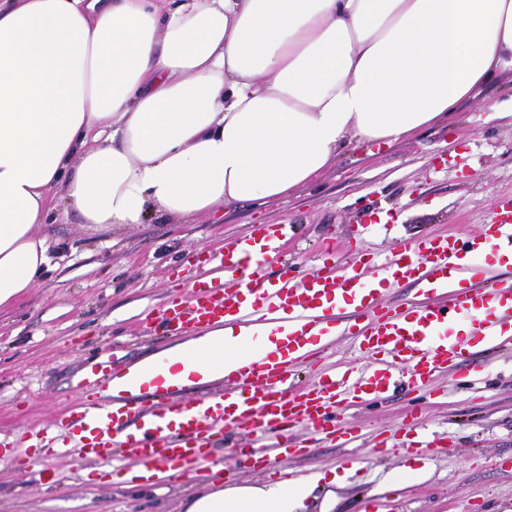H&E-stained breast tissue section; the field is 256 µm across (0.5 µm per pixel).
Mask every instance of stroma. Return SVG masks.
<instances>
[{"label":"stroma","mask_w":512,"mask_h":512,"mask_svg":"<svg viewBox=\"0 0 512 512\" xmlns=\"http://www.w3.org/2000/svg\"><path fill=\"white\" fill-rule=\"evenodd\" d=\"M512 195V72L499 74L476 97L461 101L456 118L410 139L366 152H345L312 184L263 207L225 204L191 224L154 215L141 224L91 229L75 211L56 202L41 228L52 270L14 303L0 307V432L36 428L52 438L57 420L82 403L75 375L96 350L113 348L124 361H141L172 346L151 339L140 318L168 299L190 295L187 272L224 247L227 238L255 224H288L293 239L288 263L301 271L328 265L333 271L367 253L386 252L404 241L452 233L464 236L489 223L498 202ZM391 218L387 229L367 224L375 212ZM336 246L330 259L316 252ZM367 357L348 335L337 334L320 362L297 369L301 381L324 371L357 377ZM485 370L464 383L443 372L434 396L408 390L373 405L345 407L340 416L358 431L339 447L323 441L305 458L273 461L253 471L240 432L224 436L225 469L241 485H261L273 475L312 477L349 470L339 485L321 484L303 512H363L374 498H388L392 512H512V348L485 359ZM429 429L449 438L452 452L418 459L373 450L379 433L392 441ZM41 461L61 473L47 487L25 463ZM74 456L53 449L17 448L0 464V512H185L195 492L189 485L133 489L74 477ZM425 468L419 480L408 469Z\"/></svg>","instance_id":"1"}]
</instances>
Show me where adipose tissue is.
Here are the masks:
<instances>
[{"label":"adipose tissue","instance_id":"obj_1","mask_svg":"<svg viewBox=\"0 0 512 512\" xmlns=\"http://www.w3.org/2000/svg\"><path fill=\"white\" fill-rule=\"evenodd\" d=\"M508 69L512 0H0V306L51 268L53 190L91 226L189 224L446 121ZM307 492L205 487L186 512Z\"/></svg>","mask_w":512,"mask_h":512}]
</instances>
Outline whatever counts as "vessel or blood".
Segmentation results:
<instances>
[{
	"instance_id": "obj_1",
	"label": "vessel or blood",
	"mask_w": 512,
	"mask_h": 512,
	"mask_svg": "<svg viewBox=\"0 0 512 512\" xmlns=\"http://www.w3.org/2000/svg\"><path fill=\"white\" fill-rule=\"evenodd\" d=\"M287 242V225L254 226L210 255L222 279L197 274L189 299L167 302L144 320V329L164 336L192 334L229 318L254 325L247 354L224 376L210 378L204 362L214 350L204 341L148 367L122 364L111 350L92 355L76 387L108 399L84 404L59 422L64 447L80 451L77 468H111L130 459L138 467L136 482L146 485L203 469L226 481L230 474L219 468L218 453L227 432L252 436L249 455L262 470L270 456L292 459L317 441L355 439L353 427L336 417L344 404L376 401L403 387L424 389L442 372L459 374L471 364L475 345L512 346V289L487 285L482 267L491 253L512 265V197L498 203L491 223L466 237L403 242L384 257H361L338 275L320 269L299 279L286 272L271 278L267 267ZM406 281L420 285L423 301L384 306L385 286ZM340 309L350 311L348 331L369 364L351 382L327 373L299 381L297 366L310 358L317 337L332 334ZM270 318L279 324L274 336L257 330ZM461 323L475 326V339L454 336ZM203 380L205 391L183 398ZM298 425L308 440L292 436ZM43 442L33 430L0 437L1 448Z\"/></svg>"
}]
</instances>
